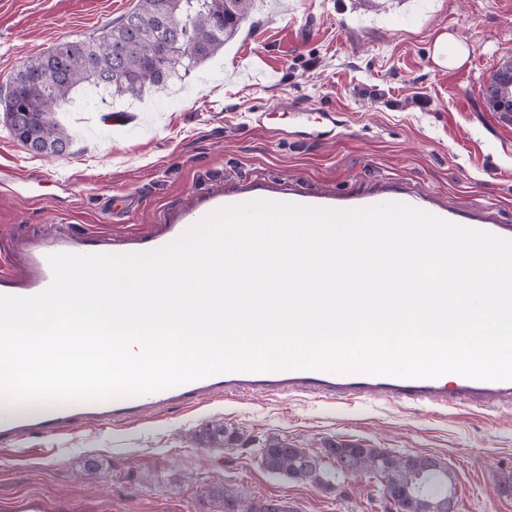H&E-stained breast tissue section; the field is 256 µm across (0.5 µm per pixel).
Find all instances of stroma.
I'll return each mask as SVG.
<instances>
[{
	"instance_id": "stroma-1",
	"label": "stroma",
	"mask_w": 512,
	"mask_h": 512,
	"mask_svg": "<svg viewBox=\"0 0 512 512\" xmlns=\"http://www.w3.org/2000/svg\"><path fill=\"white\" fill-rule=\"evenodd\" d=\"M136 0H0V86L27 59L119 19ZM450 33L471 50L440 63ZM512 58V0H255L223 51L181 80L136 99L75 95L58 119L69 155L27 153L0 125V249L42 239L45 227L159 231L188 223L196 197L269 180L285 191L364 195L411 186L459 210L492 208L512 225V120L484 88ZM307 107L315 141L283 139L255 117ZM239 429L242 448H198L206 422ZM278 435L311 452L360 440L396 454H427L455 479L457 512H512L499 482L512 474V407L438 413L396 400L353 405L305 395L224 396L199 408L120 427L90 422L36 433L22 453L0 448V502L37 497L83 512H200L208 488L278 499L292 512H387L380 482L327 467L304 485L266 472L260 445ZM103 461L79 479L81 460Z\"/></svg>"
}]
</instances>
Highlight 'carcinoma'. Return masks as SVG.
<instances>
[{"instance_id":"carcinoma-1","label":"carcinoma","mask_w":512,"mask_h":512,"mask_svg":"<svg viewBox=\"0 0 512 512\" xmlns=\"http://www.w3.org/2000/svg\"><path fill=\"white\" fill-rule=\"evenodd\" d=\"M254 0H137L116 23L81 40H66L24 63L9 79L1 98L13 110L0 115L11 136L31 152L70 153L73 137L55 117V108L79 87L98 88L102 74L111 99L137 98L148 87L181 78L215 56L238 33ZM42 79L46 98H31L27 85ZM238 429L215 421L202 425L191 442L203 448H237ZM347 475L369 474L382 482L386 500L396 512H455L452 473L431 455H395L353 441H327L323 454L299 448L277 436L261 446L260 460L272 474L297 482L324 483V459ZM207 496L221 503L220 512H290L278 499H254L222 485Z\"/></svg>"}]
</instances>
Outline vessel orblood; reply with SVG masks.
Wrapping results in <instances>:
<instances>
[{"label":"vessel or blood","mask_w":512,"mask_h":512,"mask_svg":"<svg viewBox=\"0 0 512 512\" xmlns=\"http://www.w3.org/2000/svg\"><path fill=\"white\" fill-rule=\"evenodd\" d=\"M263 199L331 209H352L382 203L408 204L449 221L512 239V225L500 223L492 212L462 214L448 209L428 195L406 187L382 186L365 196H334L300 190L277 192L261 184L250 183L240 190L204 199L192 211V220H200L213 210L250 200ZM182 233L178 224L166 225L160 233L132 231L115 238L87 233L48 232L44 245H24L20 255H0V294L32 296L51 282L48 255L60 252L90 254H127L151 251L167 245ZM307 394L336 404L355 400L398 399L432 409L463 405L484 408L512 407V380H477L456 374L437 378H401L386 375L334 374L310 369H278L266 372L223 371L186 382L159 392L106 401L71 402L45 421L25 419L0 421V443H14L33 431H66L77 423L95 419L104 424L139 422L149 416L177 407L192 408L203 401L223 395Z\"/></svg>","instance_id":"b4317fda"}]
</instances>
